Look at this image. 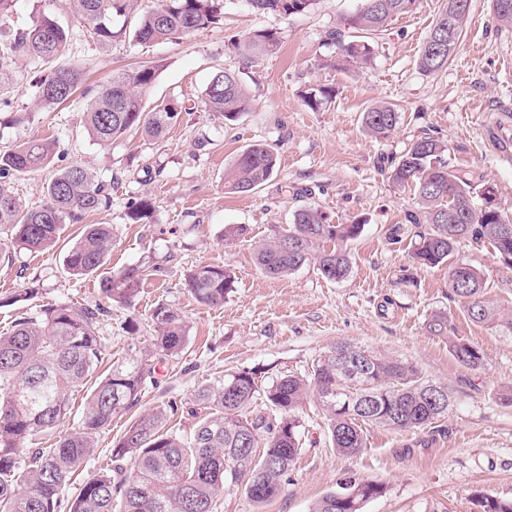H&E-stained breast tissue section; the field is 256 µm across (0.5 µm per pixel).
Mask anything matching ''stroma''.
<instances>
[{
  "instance_id": "35a3bbf8",
  "label": "stroma",
  "mask_w": 512,
  "mask_h": 512,
  "mask_svg": "<svg viewBox=\"0 0 512 512\" xmlns=\"http://www.w3.org/2000/svg\"><path fill=\"white\" fill-rule=\"evenodd\" d=\"M363 4L315 0L308 11L285 17L255 13L247 0H224L219 24L157 44L126 36L106 49L94 43L69 0H16L0 18L5 35L42 13L68 26L75 37L65 60L84 66L91 85L117 69L156 66L146 107L169 101L184 108L160 138L137 133L103 148L84 129L83 96L50 112L34 111L36 78L49 75L53 64L16 61L12 83L0 94V149L34 138L58 143L45 168L11 181L14 197L23 207L38 206L42 186L56 170L83 163L113 182L110 208L84 221L114 228L106 265L81 278L63 264L77 234L73 224L63 225L55 247L0 254V333L17 316L46 304L100 305L107 353L153 366L137 405L97 434L93 456L63 492V506H70L83 481L111 465L113 447L143 411L174 408L169 427L189 436L198 387L242 370L257 373L263 387L287 374L305 375L341 343L414 363L425 379L447 387V414L409 431L366 426L365 448L344 456L333 448L319 407L307 403L300 413L299 456L279 493L258 507L243 489L231 487L220 497L218 512H311L350 475L386 487L364 512H479L474 492L512 498V403L501 397L512 386V338L468 319L462 303L450 297L447 266L419 269L413 283L402 282L415 232L407 215L417 203L389 177L392 160L427 133L447 143L451 167L474 170L494 185L512 217V163L502 158L504 144L512 143V126L498 121L500 113L512 110V28L497 23L490 0H470L456 56L439 72L425 73L418 55L442 0H417L414 10L373 36L370 65L336 68L340 42L349 35L345 21ZM256 29L278 32L280 44L250 64L231 44ZM216 67L238 71L249 93L251 106L236 121L205 107V88ZM316 86L333 88L334 97L315 111L303 94ZM375 103L394 105L401 115L389 138L371 137L363 126L365 109ZM19 112L28 113V120L15 122ZM255 142L277 154L274 175L253 193L228 192L225 168ZM140 197L151 199L152 214L145 223H129L127 207ZM304 205L328 212L334 223L361 225L348 244L352 268L346 279L328 280L312 265L283 278L257 267L256 243L291 223ZM228 224L247 225L249 233L225 243ZM455 256L486 275L489 299L512 310V266L500 262L490 245L464 241ZM150 258L164 271L144 284L134 304L108 302L102 278ZM207 264L230 266L237 276L233 292L217 306L198 303L185 284L190 268ZM27 287L32 295L15 301V293ZM160 304L178 310L189 325L190 344L176 358L159 359L152 346L147 317ZM440 311L448 315V333L435 336L426 323ZM454 338L482 349L480 369L452 356Z\"/></svg>"
}]
</instances>
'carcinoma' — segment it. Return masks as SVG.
Masks as SVG:
<instances>
[{
  "label": "carcinoma",
  "instance_id": "cac0c4a2",
  "mask_svg": "<svg viewBox=\"0 0 512 512\" xmlns=\"http://www.w3.org/2000/svg\"><path fill=\"white\" fill-rule=\"evenodd\" d=\"M260 13L290 16L302 13L314 0H248ZM416 0H365L364 6L346 19L355 31L341 43L344 61L368 64L374 47L368 36L386 29L393 18L413 10ZM73 12L90 27L96 42L106 47L128 33L114 28L119 17L135 16L132 37L139 43H156L219 23L222 0H156L141 11L138 0H71ZM497 21L512 26V0H492ZM469 6L448 14L438 13L418 56L425 73H435L456 55L464 36ZM72 30L43 14L27 29L11 34L0 44V91L9 87L10 66L15 60L32 64L63 58ZM280 42L271 30H253L232 43L241 55L253 59ZM156 68L140 65L112 73L95 88H83L84 73L61 65L38 83V109L53 110L78 89L87 98L84 126L98 145L109 147L131 131L157 138L177 120L182 108L160 103L146 109L144 97L152 87ZM306 105L315 110L331 98V90L313 87L304 92ZM208 110L229 121L250 106L239 74L230 69L212 72L205 89ZM400 120L397 110L384 103L363 114L366 130L385 138ZM447 144L426 133L412 140L395 161L390 178L399 187L414 191L420 212L409 214L410 223H424L417 234L410 258L419 266L448 264V286L464 303L468 318L512 337V311H501L484 298L488 288L477 268L453 260L463 240L486 241L503 262L512 264V229L505 230L508 216L501 203L482 195L487 183L471 169L450 168L444 155ZM56 142L33 139L13 149L0 151V252L13 247L38 251L54 245L64 224H77L84 216L112 203L107 184L91 168L73 163L59 169L43 186L44 202L24 209L11 195L8 181L17 174L36 172L50 163ZM277 155L264 143L245 147L224 171V188L239 194L255 191L272 176ZM151 202L141 198L127 211L138 223L149 217ZM361 232L359 224H333L319 208L296 210L288 227L274 230L255 246L257 266L273 277L288 276L314 264L328 280L345 278L352 258L349 241ZM110 224H85L80 237L67 249L64 266L75 277L102 268L112 248ZM163 270L148 260L122 270L100 282L106 297L130 302L145 282ZM186 284L204 305L224 303L235 288V276L225 266L200 265L187 271ZM97 307L74 309L48 305L36 316L21 317L12 329L0 334V512H61L60 494L95 452L96 434L112 423V417L139 401L148 364L138 359L111 362L85 396L80 431L66 435L54 448H28L42 432L65 424L71 414L75 391L105 360V346L98 333ZM150 321L153 347L175 358L189 342V328L177 310L156 306ZM427 329L436 336L448 335V315L435 313ZM454 358L473 369L483 365L481 350L468 342L450 345ZM430 381L411 362L387 354L339 344L314 365L308 376L285 375L261 389L253 371H241L195 393L202 412L190 441L166 428L163 409L146 411L112 448L115 469L106 468L87 479L68 512H217L224 489L241 488L261 506L274 497L282 478L296 463L301 421L298 412L310 399L321 407L333 448L345 455L365 447L363 425L406 431L428 426L447 409L433 400ZM263 396L269 411L252 408ZM263 445L258 456L255 448ZM134 461L127 471L119 466L125 458ZM346 493L354 497L339 501L331 492L315 503L312 512H362L366 502L384 493V486L356 477L345 479ZM482 512H512V501L477 495Z\"/></svg>",
  "mask_w": 512,
  "mask_h": 512
}]
</instances>
